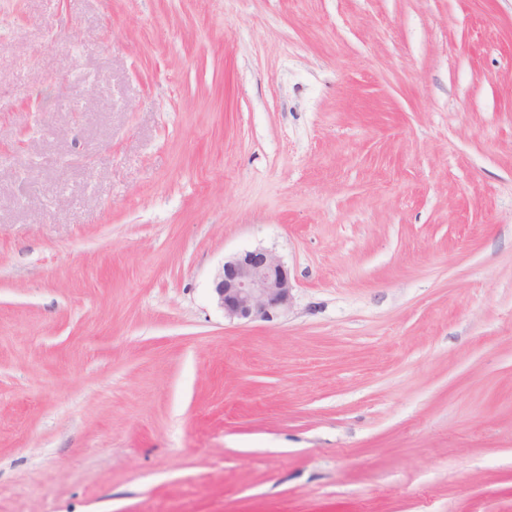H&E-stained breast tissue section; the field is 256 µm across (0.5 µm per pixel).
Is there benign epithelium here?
<instances>
[{
  "label": "benign epithelium",
  "instance_id": "1",
  "mask_svg": "<svg viewBox=\"0 0 512 512\" xmlns=\"http://www.w3.org/2000/svg\"><path fill=\"white\" fill-rule=\"evenodd\" d=\"M292 280L283 261L263 249L224 261L214 281L224 315L240 321L268 320L289 308Z\"/></svg>",
  "mask_w": 512,
  "mask_h": 512
}]
</instances>
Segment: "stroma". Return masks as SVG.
Returning a JSON list of instances; mask_svg holds the SVG:
<instances>
[{"instance_id": "stroma-1", "label": "stroma", "mask_w": 512, "mask_h": 512, "mask_svg": "<svg viewBox=\"0 0 512 512\" xmlns=\"http://www.w3.org/2000/svg\"><path fill=\"white\" fill-rule=\"evenodd\" d=\"M0 35V512H512V0ZM258 247L293 299L241 323ZM213 289L225 316L254 321L268 320L287 310L293 284L280 258L254 249L224 260Z\"/></svg>"}]
</instances>
